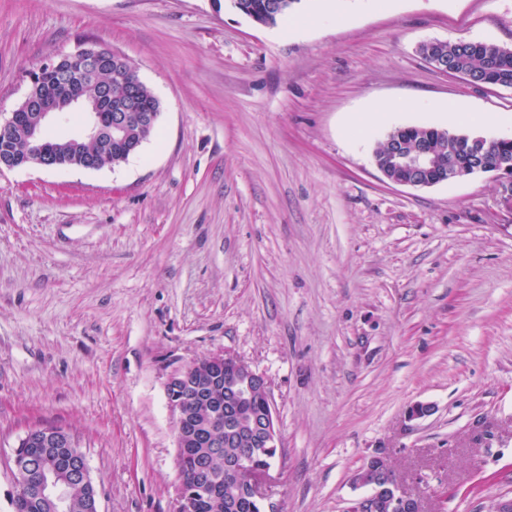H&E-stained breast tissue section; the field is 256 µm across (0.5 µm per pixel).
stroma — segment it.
<instances>
[{
    "label": "stroma",
    "mask_w": 512,
    "mask_h": 512,
    "mask_svg": "<svg viewBox=\"0 0 512 512\" xmlns=\"http://www.w3.org/2000/svg\"><path fill=\"white\" fill-rule=\"evenodd\" d=\"M296 14L315 23L288 35L227 0H0L4 110L88 41L161 101L121 166L0 170V512L42 424L77 436L102 512H175L166 378L220 350L271 384L281 512H349L378 452L423 512L512 499V203L492 172L413 188L373 160L395 127L448 128L432 102L512 114L417 51L512 49V0Z\"/></svg>",
    "instance_id": "1"
}]
</instances>
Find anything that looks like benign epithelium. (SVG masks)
I'll use <instances>...</instances> for the list:
<instances>
[{
    "label": "benign epithelium",
    "mask_w": 512,
    "mask_h": 512,
    "mask_svg": "<svg viewBox=\"0 0 512 512\" xmlns=\"http://www.w3.org/2000/svg\"><path fill=\"white\" fill-rule=\"evenodd\" d=\"M67 63L63 78L72 81L75 77L92 79L104 67L123 68L129 62L124 55L111 48L90 43L75 53L57 58L36 67L29 73L30 86L25 97L9 112L7 118L0 120V132L19 135L27 143V158L16 161L9 154H0V169L17 168L21 165L64 170L80 168L99 170L103 168L100 157L87 153L84 146L98 142L103 137L117 143L132 144L130 130L137 126L141 129L153 125L155 116L151 112L137 111V100L126 96L112 101V86L104 85L98 95L91 99L86 96H74L66 100L61 107L49 104L51 97L43 89L44 78L60 71L61 63ZM79 112L84 115V131L77 135L64 137L67 153L47 147V126L56 122L68 123L67 113ZM395 172L386 179L396 185L409 187H430L448 181L463 180L469 177L463 170L447 168L442 158L433 151L420 147L413 152L403 149L402 142L391 147ZM210 373L198 376L197 361L192 360L175 368L167 377L165 384L167 404L175 423V440L178 452L186 448H210L214 451L225 446V438L217 436L220 430L229 431L239 428V409L241 404L252 401L255 394H262L267 400L265 409L252 416L243 438L257 448H275L278 445V424L270 384L265 377L245 361L222 352L209 356ZM224 417L225 427L219 428V417ZM42 429L47 436L38 442L44 448H78L79 440L69 431L54 427L34 426L30 428L20 443L31 442V435ZM76 471L73 479L81 482L91 496L100 497L97 484L93 481L85 460L74 459ZM271 467L255 463L254 458L239 455L224 461V479L231 482L241 475H247L255 489L256 497L265 505L266 512H278L277 505L262 488L263 481L270 475ZM13 496L16 498H34L49 507L51 512H69L70 485L60 481L51 470L33 474L28 463L13 458ZM386 481V489L393 507L398 512H421V501L410 495L397 478L377 477V481ZM217 485L197 483L189 488L179 484L176 512H196L202 498L217 497ZM379 491L369 488L353 507V512H378Z\"/></svg>",
    "instance_id": "7a95c632"
}]
</instances>
